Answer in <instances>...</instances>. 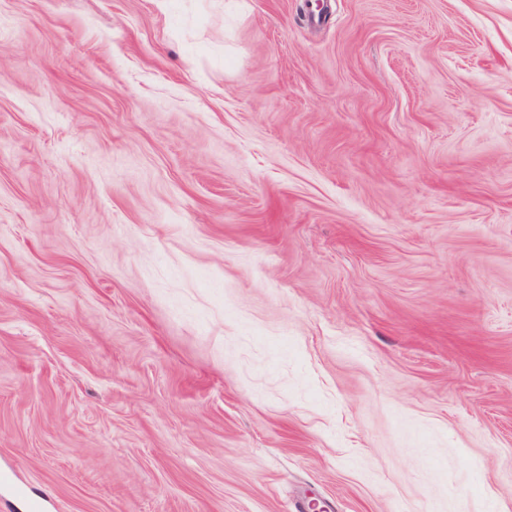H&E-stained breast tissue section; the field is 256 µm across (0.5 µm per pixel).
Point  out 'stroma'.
Returning a JSON list of instances; mask_svg holds the SVG:
<instances>
[{
  "label": "stroma",
  "mask_w": 512,
  "mask_h": 512,
  "mask_svg": "<svg viewBox=\"0 0 512 512\" xmlns=\"http://www.w3.org/2000/svg\"><path fill=\"white\" fill-rule=\"evenodd\" d=\"M0 512H512V0H0Z\"/></svg>",
  "instance_id": "1"
}]
</instances>
